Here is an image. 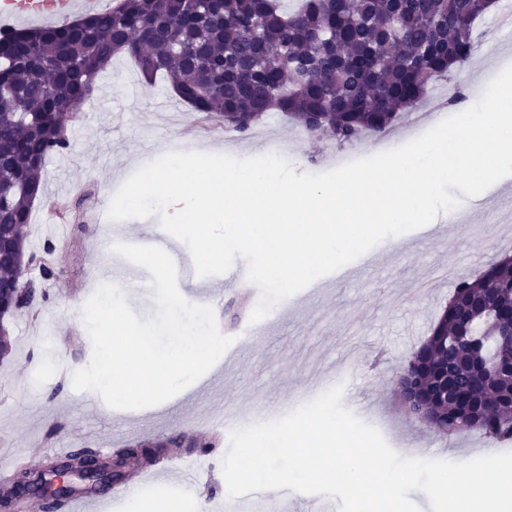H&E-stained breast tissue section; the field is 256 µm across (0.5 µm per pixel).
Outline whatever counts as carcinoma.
Here are the masks:
<instances>
[{"instance_id": "obj_1", "label": "carcinoma", "mask_w": 512, "mask_h": 512, "mask_svg": "<svg viewBox=\"0 0 512 512\" xmlns=\"http://www.w3.org/2000/svg\"><path fill=\"white\" fill-rule=\"evenodd\" d=\"M482 0H115L74 22L0 31V234L27 252L26 228L43 195L48 156L66 113L119 54L147 82L165 78L180 100L224 128L247 133L269 111L311 135L351 143L385 133L472 57ZM39 105L25 110L26 102ZM24 277L0 265V305H34ZM404 411L444 436L477 431L512 442V261L462 279L430 335L397 379ZM79 450L66 464L91 470L90 490L131 480L126 463L152 466L165 448H120L123 464L93 467Z\"/></svg>"}]
</instances>
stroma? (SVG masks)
Wrapping results in <instances>:
<instances>
[{
  "instance_id": "35a3bbf8",
  "label": "stroma",
  "mask_w": 512,
  "mask_h": 512,
  "mask_svg": "<svg viewBox=\"0 0 512 512\" xmlns=\"http://www.w3.org/2000/svg\"><path fill=\"white\" fill-rule=\"evenodd\" d=\"M473 42L470 64L451 83H440L433 98L447 97L452 84L467 87L479 74L493 80L503 60L512 61V29H497L494 15L475 23ZM67 138L68 147L44 163V194L33 206L28 227V250L40 255L52 247L56 274L29 273L44 299L11 320L13 348L0 360V455L31 454L28 468L41 471L57 448L111 452L181 433L201 439L215 414H223L225 426L243 428L255 407L302 406L323 393V381L331 376L343 387V406L356 407L357 417L402 457L463 462L500 452V445L483 435L446 438L407 418L398 406L394 378L454 291V282L441 277L440 269L451 265L459 278L472 279L490 261L512 256V230L496 235L485 230L512 207L511 199L489 195L476 204L461 197L471 227L451 226L439 216L383 240L375 247L384 256L381 264L361 267L343 281H319L275 304L269 322L251 339L243 337L242 321L233 315L239 301L235 284L214 276L221 332L233 339L222 369L185 400L114 409L98 396L86 400L61 379L92 358L82 308L115 265L104 243L122 233H149L157 219L111 220L102 228L90 207L108 211L136 167L171 152L211 146L237 159L276 154L296 173H323L374 156L373 137L344 145L317 140L276 111L245 135L210 131L167 83L147 84L135 63L119 55L81 103ZM204 461L207 472L197 484L171 479L138 490V497L160 507L174 503L179 512H254L251 504L229 497L221 456L208 454Z\"/></svg>"
}]
</instances>
